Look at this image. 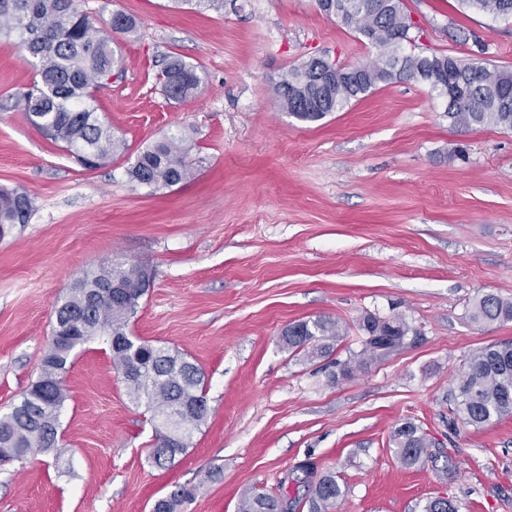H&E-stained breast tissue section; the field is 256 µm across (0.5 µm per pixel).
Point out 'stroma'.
I'll list each match as a JSON object with an SVG mask.
<instances>
[{
	"instance_id": "obj_1",
	"label": "stroma",
	"mask_w": 512,
	"mask_h": 512,
	"mask_svg": "<svg viewBox=\"0 0 512 512\" xmlns=\"http://www.w3.org/2000/svg\"><path fill=\"white\" fill-rule=\"evenodd\" d=\"M419 50L512 68V19L460 0H403ZM101 33L121 11L137 31L98 91L126 151L83 169L15 104L35 69L0 37V185L26 189L28 223L0 239V413L39 373L55 307L84 273L121 264L152 275L128 332L183 353L206 376L210 415L172 466L152 464L150 415L133 404L100 342L63 377L67 400L48 452L0 468V512H150L177 485L183 512H238L244 492L303 491V466L335 472V512H512V415L455 421V376L476 350L512 342V321H471L478 298L512 299V131L460 130L429 84H380L316 122L285 112L282 73L316 55L374 58L315 0H79ZM197 67L201 94L167 99L168 56ZM182 137L195 174L152 190L130 181L136 153ZM464 147L465 157L453 156ZM404 317L413 342L349 379L365 315ZM316 316L344 336L333 358L292 354L281 334ZM433 442L401 463L394 428ZM200 490V486L177 485L168 495L157 499L152 512H179L180 507L192 502Z\"/></svg>"
}]
</instances>
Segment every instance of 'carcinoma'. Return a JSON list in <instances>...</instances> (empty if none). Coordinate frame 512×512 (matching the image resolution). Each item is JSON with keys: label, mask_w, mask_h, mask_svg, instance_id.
<instances>
[{"label": "carcinoma", "mask_w": 512, "mask_h": 512, "mask_svg": "<svg viewBox=\"0 0 512 512\" xmlns=\"http://www.w3.org/2000/svg\"><path fill=\"white\" fill-rule=\"evenodd\" d=\"M357 6L338 19L375 47V58L364 64L363 76L350 81L342 71L336 79L322 78L321 57H312L285 72L273 86L283 109L302 121H317L365 96L376 85L421 79L446 99L445 112L460 129L496 126L512 130V70L488 68L450 54L405 53L403 45L415 40V22L403 10L402 0H348ZM470 8L496 18H512V0H462ZM13 33L25 54L35 61L36 79L31 89L16 94V105L29 121L66 150L86 169H94L125 151V143L98 116L93 91L106 86L120 57L114 40L100 35L76 0H0V34ZM162 91L174 101H187L202 88L197 67L177 56L167 60L159 74ZM183 139L175 134L141 150L128 169L130 179L155 190L191 179ZM32 213L30 194L23 188L0 187V237L10 224H25ZM137 267L102 268L77 279L56 306L52 332L68 333L72 319L80 322L79 335L69 342H54L44 354L40 372L10 411L0 414V448H11L21 460L36 451L55 446L60 411L66 399L62 375L71 366L74 350L100 339L112 344L115 335L126 336L121 348L112 350L114 368L122 375L132 403L145 405L156 433L153 463L171 465L190 447L192 435H182L183 424L196 431L207 422L209 406L205 376L199 367L177 350L154 346L128 335L130 318L140 306L142 294L124 293L108 298L99 294L103 284L130 283ZM470 319L478 324L512 321V299L488 293L473 305ZM365 333L364 347L346 360L335 361L333 379L349 378L368 360L383 358L401 347L412 329L401 316L381 319L371 314L359 322ZM288 349L332 355L340 337L337 322L316 317L289 325L282 333ZM451 412L464 424L478 428L512 414V343L485 346L465 362L452 395ZM396 453L405 466L418 464L429 447L428 439L412 423L394 432ZM200 486L178 485L157 499L154 512H179L192 502ZM345 489L333 472L308 484V493L290 498L282 494L249 492L238 512H330ZM423 512H458L447 498H434Z\"/></svg>", "instance_id": "obj_1"}]
</instances>
